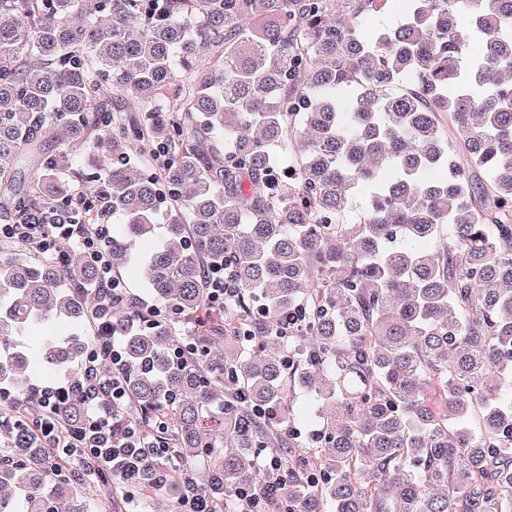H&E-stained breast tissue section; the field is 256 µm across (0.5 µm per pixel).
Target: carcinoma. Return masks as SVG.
<instances>
[{
  "label": "carcinoma",
  "mask_w": 512,
  "mask_h": 512,
  "mask_svg": "<svg viewBox=\"0 0 512 512\" xmlns=\"http://www.w3.org/2000/svg\"><path fill=\"white\" fill-rule=\"evenodd\" d=\"M388 3L0 0V216L118 219L112 269L160 311L0 242V512H89L90 480L101 512L191 488L239 510L245 486L262 512H512V0H404L361 37ZM102 308L125 396L96 409L180 483L38 431L31 378L86 356L21 338ZM397 0L390 1L389 5L380 13L372 14L367 17L363 27V33L369 34L373 30L381 27H395L400 22L401 14L396 7ZM216 301L224 303V297L236 296V284L233 272L228 268L211 270L208 279Z\"/></svg>",
  "instance_id": "carcinoma-1"
}]
</instances>
